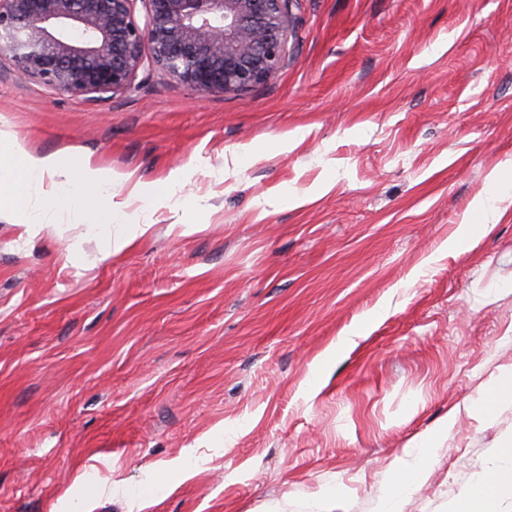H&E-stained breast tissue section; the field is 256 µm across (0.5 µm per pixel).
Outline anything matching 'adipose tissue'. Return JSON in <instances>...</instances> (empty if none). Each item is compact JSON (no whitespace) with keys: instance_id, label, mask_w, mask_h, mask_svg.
<instances>
[{"instance_id":"ef3b65f1","label":"adipose tissue","mask_w":512,"mask_h":512,"mask_svg":"<svg viewBox=\"0 0 512 512\" xmlns=\"http://www.w3.org/2000/svg\"><path fill=\"white\" fill-rule=\"evenodd\" d=\"M115 185V176L94 166L91 160L75 168L57 155H31L15 140L0 134V195L10 193L22 198L37 187L51 202L79 196L88 227H116L102 251L106 260L131 251L150 228L149 223L130 219L126 202L116 198Z\"/></svg>"}]
</instances>
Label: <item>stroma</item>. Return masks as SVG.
Returning a JSON list of instances; mask_svg holds the SVG:
<instances>
[{"label":"stroma","instance_id":"obj_1","mask_svg":"<svg viewBox=\"0 0 512 512\" xmlns=\"http://www.w3.org/2000/svg\"><path fill=\"white\" fill-rule=\"evenodd\" d=\"M292 24L283 67L224 95L147 66L98 102L0 54L1 131L179 202L107 261L77 203L33 236L0 219V512H376L417 469L402 512H457L507 469L512 399L479 400L512 378L487 180L512 0H297ZM480 197L489 231L448 252Z\"/></svg>","mask_w":512,"mask_h":512}]
</instances>
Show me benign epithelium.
Returning <instances> with one entry per match:
<instances>
[{"label": "benign epithelium", "instance_id": "1", "mask_svg": "<svg viewBox=\"0 0 512 512\" xmlns=\"http://www.w3.org/2000/svg\"><path fill=\"white\" fill-rule=\"evenodd\" d=\"M0 0L15 74L106 100L149 65L201 94L265 82L283 65L296 0ZM80 32L73 39L68 31Z\"/></svg>", "mask_w": 512, "mask_h": 512}]
</instances>
